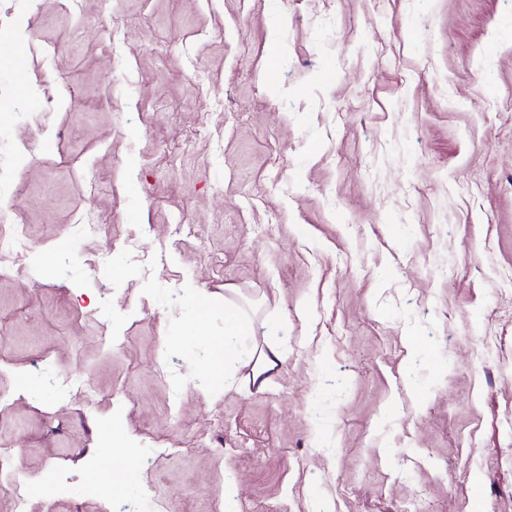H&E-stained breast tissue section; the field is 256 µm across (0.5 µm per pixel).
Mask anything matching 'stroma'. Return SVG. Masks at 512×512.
Wrapping results in <instances>:
<instances>
[{"label":"stroma","mask_w":512,"mask_h":512,"mask_svg":"<svg viewBox=\"0 0 512 512\" xmlns=\"http://www.w3.org/2000/svg\"><path fill=\"white\" fill-rule=\"evenodd\" d=\"M18 50L0 448L30 512H512V0H0ZM235 309L282 352L264 390L206 377ZM23 238L18 235L0 234V273L6 271V264L17 260L26 249Z\"/></svg>","instance_id":"obj_1"}]
</instances>
